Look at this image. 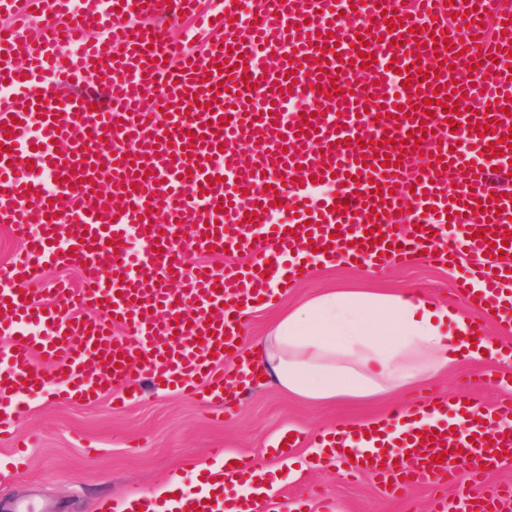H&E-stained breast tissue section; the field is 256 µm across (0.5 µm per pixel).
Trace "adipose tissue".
Returning a JSON list of instances; mask_svg holds the SVG:
<instances>
[{"label":"adipose tissue","mask_w":512,"mask_h":512,"mask_svg":"<svg viewBox=\"0 0 512 512\" xmlns=\"http://www.w3.org/2000/svg\"><path fill=\"white\" fill-rule=\"evenodd\" d=\"M470 317L421 294L328 288L286 309L254 360L264 379L307 400L387 395L480 357L487 341L468 339Z\"/></svg>","instance_id":"obj_1"}]
</instances>
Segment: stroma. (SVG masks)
Here are the masks:
<instances>
[{
	"label": "stroma",
	"instance_id": "35a3bbf8",
	"mask_svg": "<svg viewBox=\"0 0 512 512\" xmlns=\"http://www.w3.org/2000/svg\"><path fill=\"white\" fill-rule=\"evenodd\" d=\"M455 278V270L421 262L376 272L342 261L315 263L287 300L298 303L331 287L370 288L414 291L462 310L466 304L453 291ZM467 382L478 403L493 406L512 391V361L464 358L446 373L384 398L302 401L260 381L237 414L222 423L175 391L146 386L120 411L113 410L108 391L83 405L60 393L35 395L14 436L0 438V512H12L20 500L34 504L37 512H103L133 494L153 493L174 482L192 489L202 480L200 466L213 448L271 469L283 497L303 494L313 483L323 485L326 499L313 504V512H429L430 487H414L395 498L369 475L353 478L304 464L279 469L266 449L283 434L306 435L341 421H364L415 396L460 392Z\"/></svg>",
	"mask_w": 512,
	"mask_h": 512
}]
</instances>
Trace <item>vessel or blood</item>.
<instances>
[{
    "label": "vessel or blood",
    "instance_id": "b4317fda",
    "mask_svg": "<svg viewBox=\"0 0 512 512\" xmlns=\"http://www.w3.org/2000/svg\"><path fill=\"white\" fill-rule=\"evenodd\" d=\"M0 16V223L25 242L0 265V434L54 388L122 406L147 380L232 413L222 365L244 317L315 256L373 271L422 257L463 269L470 307L512 306V190L494 184L512 170V0H0ZM195 251L247 259L219 271ZM49 265L81 285L42 303L29 288ZM510 415L511 399L460 393L307 442L393 495L466 476L469 512H495L512 487L485 478L512 460ZM211 466L177 512H265L227 491L252 461L216 448Z\"/></svg>",
    "mask_w": 512,
    "mask_h": 512
}]
</instances>
